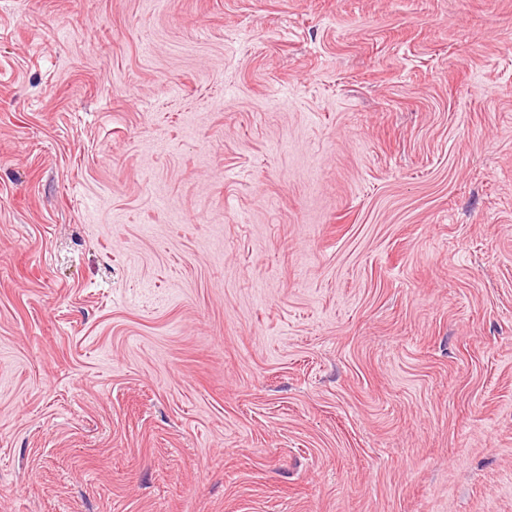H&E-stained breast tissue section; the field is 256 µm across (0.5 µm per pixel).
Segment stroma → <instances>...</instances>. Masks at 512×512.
Wrapping results in <instances>:
<instances>
[{
    "label": "stroma",
    "instance_id": "35a3bbf8",
    "mask_svg": "<svg viewBox=\"0 0 512 512\" xmlns=\"http://www.w3.org/2000/svg\"><path fill=\"white\" fill-rule=\"evenodd\" d=\"M0 512H512V0H0Z\"/></svg>",
    "mask_w": 512,
    "mask_h": 512
}]
</instances>
